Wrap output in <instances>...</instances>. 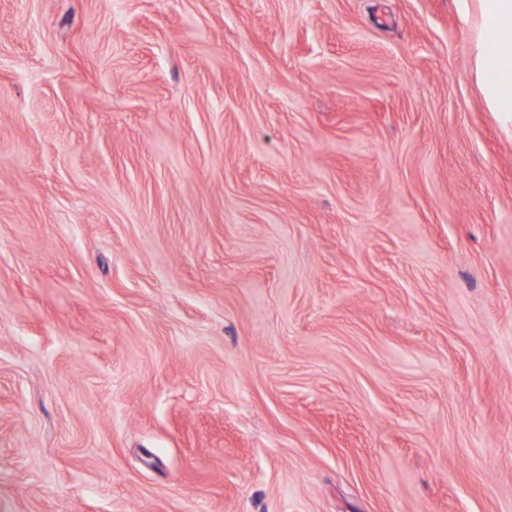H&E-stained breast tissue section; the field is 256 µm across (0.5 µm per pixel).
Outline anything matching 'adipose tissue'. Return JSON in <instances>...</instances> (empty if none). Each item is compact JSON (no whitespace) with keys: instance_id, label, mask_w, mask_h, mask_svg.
<instances>
[{"instance_id":"1","label":"adipose tissue","mask_w":512,"mask_h":512,"mask_svg":"<svg viewBox=\"0 0 512 512\" xmlns=\"http://www.w3.org/2000/svg\"><path fill=\"white\" fill-rule=\"evenodd\" d=\"M470 25L475 76L489 111L512 121V0H478Z\"/></svg>"}]
</instances>
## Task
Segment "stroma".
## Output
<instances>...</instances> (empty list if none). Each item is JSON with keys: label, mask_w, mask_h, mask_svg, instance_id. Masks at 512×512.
I'll return each mask as SVG.
<instances>
[{"label": "stroma", "mask_w": 512, "mask_h": 512, "mask_svg": "<svg viewBox=\"0 0 512 512\" xmlns=\"http://www.w3.org/2000/svg\"><path fill=\"white\" fill-rule=\"evenodd\" d=\"M0 512H512L456 0H0Z\"/></svg>", "instance_id": "obj_1"}]
</instances>
